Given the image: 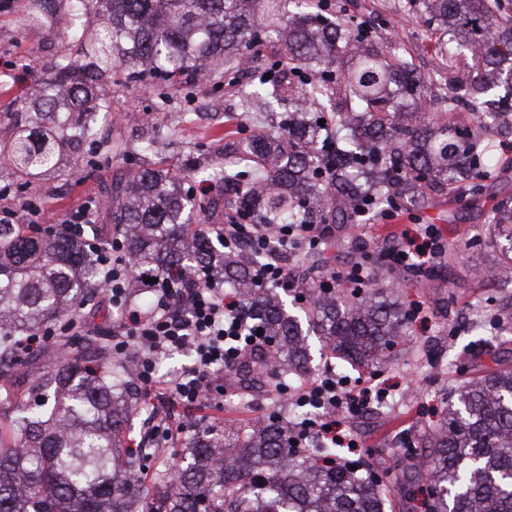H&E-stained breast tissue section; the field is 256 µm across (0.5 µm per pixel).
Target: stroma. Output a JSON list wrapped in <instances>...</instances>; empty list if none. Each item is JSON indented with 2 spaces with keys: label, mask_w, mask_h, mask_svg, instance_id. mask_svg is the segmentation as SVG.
Wrapping results in <instances>:
<instances>
[{
  "label": "stroma",
  "mask_w": 512,
  "mask_h": 512,
  "mask_svg": "<svg viewBox=\"0 0 512 512\" xmlns=\"http://www.w3.org/2000/svg\"><path fill=\"white\" fill-rule=\"evenodd\" d=\"M334 14L370 29L372 40L383 49H396L412 60L418 73L433 71L439 57L435 45L442 34L434 30L421 33L420 24L408 0H330ZM26 0H0V113L17 112L33 79H45L57 57L69 48L63 27L29 29L21 24ZM192 103L174 94L170 108H154L157 94L151 90L131 92L112 89V115L100 125L102 139L86 144L79 164H66L64 175L13 186L5 203L19 207L30 199L43 205L48 226H56L79 203L100 201L112 180L114 165L104 163L102 142L121 139L130 162H138L141 137L145 131L165 135L169 127L178 134L166 149L168 160L193 148L207 149L231 133L250 134L252 120L246 102L228 90L215 91L209 84L195 83ZM512 196V177L489 182L483 198L465 205L434 198L419 210L398 216L401 224H430L442 240L464 241L481 232L489 207L497 200ZM512 299V281L478 280L463 267L443 272L433 281L409 279L403 290L405 304L423 306L428 324L410 323L406 334L390 353L389 364L380 370L381 381L392 387L386 406L352 422L351 429L361 440L350 450L354 460L393 466L397 457L392 448L402 437H414L422 431L432 411L444 410L451 389L469 376L478 365L490 364L486 342L500 333L497 303ZM123 308L96 297L81 312L82 334L111 335L122 318ZM280 396L275 392L254 394L241 404L216 395L203 409L168 408L153 398H145L128 433L134 441L147 439L154 415L173 412L174 423L207 427L255 422L263 419Z\"/></svg>",
  "instance_id": "1"
}]
</instances>
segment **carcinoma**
Segmentation results:
<instances>
[{
    "label": "carcinoma",
    "mask_w": 512,
    "mask_h": 512,
    "mask_svg": "<svg viewBox=\"0 0 512 512\" xmlns=\"http://www.w3.org/2000/svg\"><path fill=\"white\" fill-rule=\"evenodd\" d=\"M421 30H440L441 67L414 71L395 50L385 54L365 29L324 14V0H30L28 28L62 20L73 48L35 88L30 119H12L0 141V174L31 180L81 158L100 113L112 111L102 83L160 86L196 76L225 82L252 102L263 127L244 139L224 136L205 165L187 155L171 164L160 139L147 136L145 162L107 188L113 228L136 278L181 273L204 285L223 276L257 310L262 341L233 365L225 386L244 397L310 374L299 320L274 288L255 282L270 251L226 250L206 222L224 206L229 224H321L324 243L288 255L305 318L322 350L340 362L373 367L410 322L395 284L368 273L341 283L331 267L363 212L396 203L420 209L435 197L455 202L484 195L486 182L512 172V0H410ZM277 42L279 57L240 77L255 45ZM271 74L266 79L264 75ZM286 103L288 112L274 107ZM439 104L442 113L428 111ZM325 123H319V120ZM489 237L448 241L450 266L473 249V273L512 272V198L488 210ZM507 242L500 264L483 254ZM386 264L385 245L357 253L352 265ZM102 272L85 241L62 227L0 222V512H412L427 487V512H512V358L497 360L450 395L447 412L389 470L363 469L339 449L288 445V419L213 425L189 441V462L159 475L161 495L140 487L143 449L125 446L135 394L127 364L107 359L108 342L69 336L67 356L33 374L20 395L7 380L25 336L55 324L77 326L80 306Z\"/></svg>",
    "instance_id": "cac0c4a2"
}]
</instances>
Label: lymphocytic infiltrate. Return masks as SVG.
Returning a JSON list of instances; mask_svg holds the SVG:
<instances>
[{
  "instance_id": "f902f5d3",
  "label": "lymphocytic infiltrate",
  "mask_w": 512,
  "mask_h": 512,
  "mask_svg": "<svg viewBox=\"0 0 512 512\" xmlns=\"http://www.w3.org/2000/svg\"><path fill=\"white\" fill-rule=\"evenodd\" d=\"M215 233L228 245L251 249L263 248L274 237L284 253L302 243L318 245L321 240V230L314 224H282L273 231L262 224H228L216 228ZM395 238L389 254V262L395 266L413 260L418 267H425L434 263L445 247L438 231L429 226L414 231L397 230ZM88 248L97 257L113 302L124 306V318L112 352L124 354L128 337H136L141 355L133 371L135 383L154 391L161 401L185 406L200 404L214 384L223 381L225 367L236 364L248 347L258 344L254 314L236 295L226 292L219 280L201 286L182 275H170L160 282L154 307L145 309L127 301L134 267L120 242L94 239ZM178 349L190 351V370L178 377L157 380L156 358ZM390 395L389 387L378 383L376 376L353 382L337 376L332 368L302 381L292 397L297 405L315 407L316 413L290 427L291 447H305L307 440L313 438L340 448L358 447L349 421L373 404L388 400Z\"/></svg>"
}]
</instances>
